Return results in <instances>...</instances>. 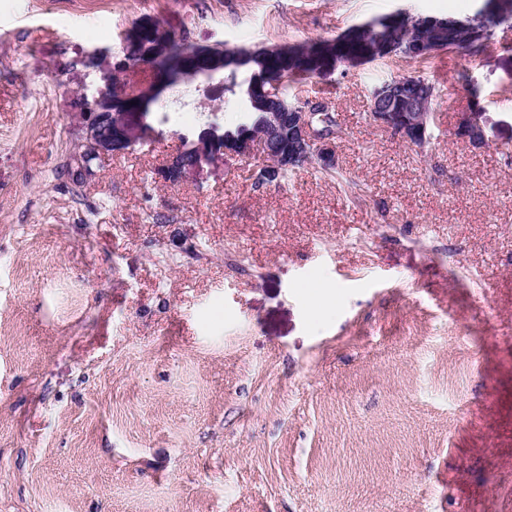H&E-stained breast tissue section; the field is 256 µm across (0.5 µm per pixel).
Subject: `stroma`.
Segmentation results:
<instances>
[{
	"mask_svg": "<svg viewBox=\"0 0 512 512\" xmlns=\"http://www.w3.org/2000/svg\"><path fill=\"white\" fill-rule=\"evenodd\" d=\"M481 2L0 0V512H512V25L290 85L335 105L329 172L169 183L173 147L247 109L203 80L80 158V95L134 24L254 47ZM462 72L483 149L453 133ZM403 74L435 87L421 148L368 118Z\"/></svg>",
	"mask_w": 512,
	"mask_h": 512,
	"instance_id": "obj_1",
	"label": "stroma"
}]
</instances>
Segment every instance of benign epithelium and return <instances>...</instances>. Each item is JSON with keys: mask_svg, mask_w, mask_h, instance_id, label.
<instances>
[{"mask_svg": "<svg viewBox=\"0 0 512 512\" xmlns=\"http://www.w3.org/2000/svg\"><path fill=\"white\" fill-rule=\"evenodd\" d=\"M382 24L395 27L414 25L431 29L439 27L442 21L433 17L412 19L393 16L372 20L365 23V26L372 28ZM169 36L184 43L186 61L194 63L193 67L182 70L177 81L201 76L209 81L217 78L224 79V66L221 63L224 59V50L195 45L184 32L171 31ZM135 66L147 71L145 87L136 92L124 93V104L120 111L113 109L112 99L113 82L119 79L117 73L103 75L96 93L86 100V112L83 117L86 130L85 150L82 154L84 163L87 164L97 158L102 150L115 146H128V115L144 111V99L154 95L162 85L168 82L167 78L158 74L145 62L137 65L125 62L120 71L123 72ZM330 111H332L331 106L324 101L295 106L290 112L272 110L267 113L265 124L261 129L229 143L227 147L220 146L224 137L212 133L197 143L196 152L190 160L184 155L182 148L171 153L166 175L170 182L179 183L191 175L203 160L217 159L222 155L249 159L257 153L264 157L267 177L270 179L278 177L284 168L303 159L317 162L323 167L334 168L336 167L335 141L339 137L340 130H322L314 122L316 113ZM369 116L374 125L394 134L408 144L422 147L430 139L428 125L430 116L428 115L413 112L409 108L379 109L373 105ZM455 134L473 147L480 148L490 143L483 116L474 112L459 114Z\"/></svg>", "mask_w": 512, "mask_h": 512, "instance_id": "7a95c632", "label": "benign epithelium"}]
</instances>
